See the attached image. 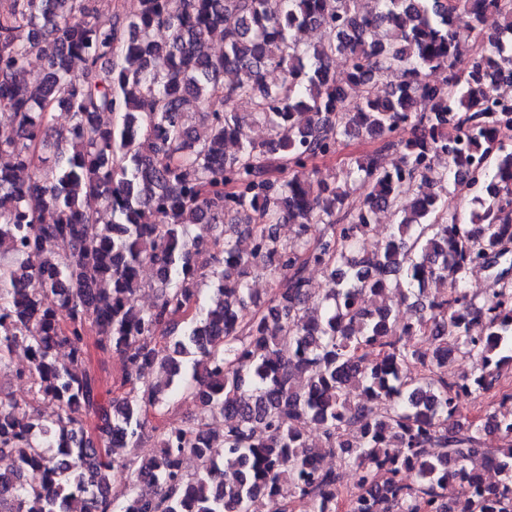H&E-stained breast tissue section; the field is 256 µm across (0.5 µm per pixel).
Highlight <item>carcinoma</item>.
Returning a JSON list of instances; mask_svg holds the SVG:
<instances>
[{"label": "carcinoma", "instance_id": "carcinoma-1", "mask_svg": "<svg viewBox=\"0 0 512 512\" xmlns=\"http://www.w3.org/2000/svg\"><path fill=\"white\" fill-rule=\"evenodd\" d=\"M139 5L132 16L98 0L0 8V370L28 358L15 371L26 397L0 393V453L17 461L0 472V512H285L284 482L303 512H336L346 470L360 485L346 512H448L449 475L478 459L501 480L459 512H512V392L500 388L512 281L467 288L512 244V98L496 95L512 77V0ZM460 14L480 49L451 34ZM308 27L319 41L296 38ZM34 55L46 63L36 75ZM241 99L257 138H242ZM58 110L71 117L64 133L47 122ZM112 113L118 125L102 124ZM351 141L375 149L343 183L318 178L313 161ZM386 151L398 155L390 168ZM438 152L442 168L427 164ZM451 190L471 207L449 210ZM377 209L396 224L369 252ZM311 265L329 281L320 294ZM256 276L273 284L264 302ZM391 293L409 308L403 323ZM90 335L120 357L119 387L102 390L87 367ZM456 357L482 373L448 376ZM157 367L162 384L148 379ZM184 390L224 417L221 431L156 426L154 454L113 457L116 437L139 447L148 415ZM468 395L491 396L493 412L461 421ZM310 424L321 443H307ZM115 469L129 473L119 492Z\"/></svg>", "mask_w": 512, "mask_h": 512}]
</instances>
